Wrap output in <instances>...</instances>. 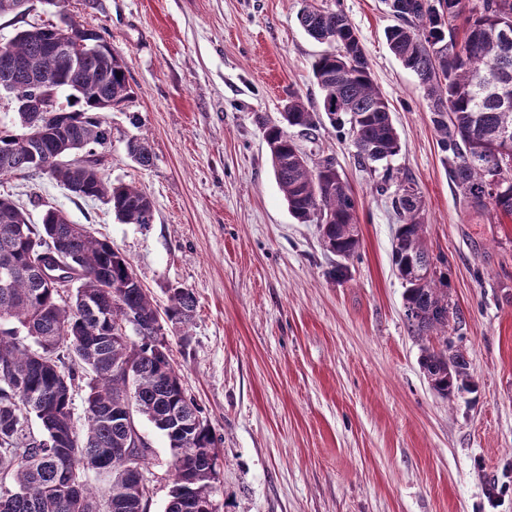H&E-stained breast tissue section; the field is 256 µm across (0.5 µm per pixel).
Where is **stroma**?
Returning a JSON list of instances; mask_svg holds the SVG:
<instances>
[{
    "mask_svg": "<svg viewBox=\"0 0 512 512\" xmlns=\"http://www.w3.org/2000/svg\"><path fill=\"white\" fill-rule=\"evenodd\" d=\"M303 6L66 0L64 13L126 61L133 94L106 113L111 135L97 153L108 180L151 197L154 221L121 223L44 175L2 176L0 195L32 223L48 204L89 225L159 306L169 288L194 292L192 322L164 333L219 439L216 512H512V219L481 218L449 182L419 80L387 45L383 0H341L401 151L369 172L347 130L326 123L304 142L311 158L335 157L358 200V255L347 278H329L336 258L317 225L290 214L263 133L290 94L320 107L312 64L325 46L300 26ZM61 14L29 0L0 17V43ZM134 137L150 141L153 166L129 157ZM389 168L412 179L426 244L447 261L475 392L440 398L421 369L392 263L394 193L376 189ZM137 426L150 512H164L168 441L145 418Z\"/></svg>",
    "mask_w": 512,
    "mask_h": 512,
    "instance_id": "1",
    "label": "stroma"
}]
</instances>
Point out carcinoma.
I'll list each match as a JSON object with an SVG mask.
<instances>
[{
  "mask_svg": "<svg viewBox=\"0 0 512 512\" xmlns=\"http://www.w3.org/2000/svg\"><path fill=\"white\" fill-rule=\"evenodd\" d=\"M397 23L386 31L392 53L422 86L443 154L448 180L481 215L512 218V166L494 195L485 194L489 168L473 159L475 148L512 160V142L497 134L512 131V104L484 91L490 77L512 85V44L505 47L497 25L512 17V0H385ZM305 32L332 50L313 64L321 89V112L334 128L349 126L361 165L387 161L401 150L388 99L374 84L370 63L346 14L309 0L299 17ZM58 27L25 29L4 44L23 68L4 73L0 87L14 95L57 96L70 91L75 109H55L44 120L35 142L0 126V176L39 172L73 193L104 201L124 224H151L154 204L135 185H114L100 170L83 163L56 160L106 144L103 114L129 101L132 89L123 56L107 38L85 33L97 49L74 67L46 52ZM462 36L467 52L457 59L439 56V47ZM319 112V113H321ZM319 113L299 95L288 100L285 124L265 129L272 169L291 215L301 224H316L324 248L337 257L329 276H346L359 248L357 199L349 184L332 177L313 189L323 171L336 162L312 163L295 135L315 139ZM128 155L142 167L153 164L146 139L127 144ZM392 208L399 221L392 248L393 264L405 287L403 306L413 335L427 342L420 365L431 388L450 398L470 386L468 360L448 343V327L458 331L462 313L448 294L442 267L424 243L422 201L409 204L397 193ZM24 211L0 196V495L14 494L11 512H147L148 500L131 468L147 467L146 445L136 446L135 416L146 418L165 434L171 450L172 486L165 512H212L210 496L219 468L218 439L186 391L173 364L162 320L187 326L196 297L186 288L169 289L168 305L159 313L130 261L86 225L52 208L29 236L13 228ZM60 244L58 271L75 279L68 291L43 275L38 248L46 240ZM434 265L429 278H410L411 268ZM84 383L85 429L74 421V392ZM38 429H33L32 423ZM106 448H128L129 455L108 458ZM81 478L69 496L61 469ZM107 473L102 488L88 483L91 472Z\"/></svg>",
  "mask_w": 512,
  "mask_h": 512,
  "instance_id": "obj_1",
  "label": "carcinoma"
}]
</instances>
